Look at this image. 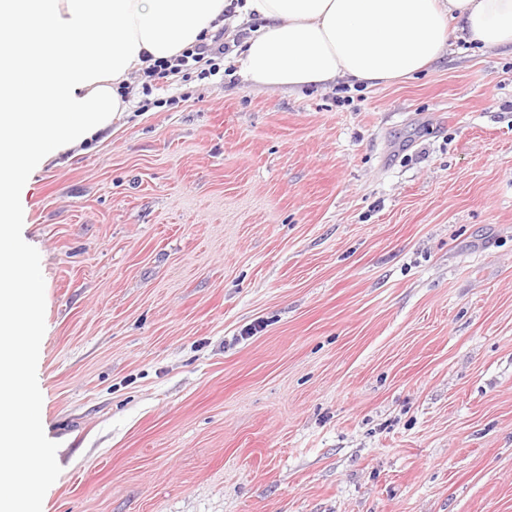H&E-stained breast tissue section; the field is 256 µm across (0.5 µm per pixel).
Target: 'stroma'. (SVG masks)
Segmentation results:
<instances>
[{
  "label": "stroma",
  "instance_id": "1",
  "mask_svg": "<svg viewBox=\"0 0 512 512\" xmlns=\"http://www.w3.org/2000/svg\"><path fill=\"white\" fill-rule=\"evenodd\" d=\"M219 67L20 187L49 512H512V57Z\"/></svg>",
  "mask_w": 512,
  "mask_h": 512
}]
</instances>
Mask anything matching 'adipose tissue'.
<instances>
[{"label": "adipose tissue", "instance_id": "adipose-tissue-1", "mask_svg": "<svg viewBox=\"0 0 512 512\" xmlns=\"http://www.w3.org/2000/svg\"><path fill=\"white\" fill-rule=\"evenodd\" d=\"M226 0H0V512H43L21 498L15 462L40 457L54 482L36 402L18 369L35 330L16 320L8 216L27 170L82 147L127 108L122 85L212 32ZM261 26L239 49L250 82L295 90L336 79L367 88L440 59L451 38L512 53V0H244Z\"/></svg>", "mask_w": 512, "mask_h": 512}]
</instances>
